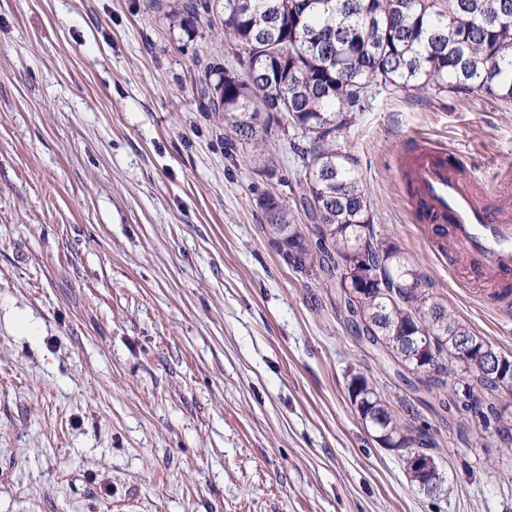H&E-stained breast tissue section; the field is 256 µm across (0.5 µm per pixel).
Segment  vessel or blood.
<instances>
[{"label": "vessel or blood", "instance_id": "b4317fda", "mask_svg": "<svg viewBox=\"0 0 512 512\" xmlns=\"http://www.w3.org/2000/svg\"><path fill=\"white\" fill-rule=\"evenodd\" d=\"M401 175L413 202L424 205L419 222L447 225L456 250L470 259L471 278L497 284V304L512 308V297L502 292L512 283V215L487 205L491 185L463 174L443 150L424 142L407 152Z\"/></svg>", "mask_w": 512, "mask_h": 512}]
</instances>
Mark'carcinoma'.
I'll return each mask as SVG.
<instances>
[{"label":"carcinoma","mask_w":512,"mask_h":512,"mask_svg":"<svg viewBox=\"0 0 512 512\" xmlns=\"http://www.w3.org/2000/svg\"><path fill=\"white\" fill-rule=\"evenodd\" d=\"M154 5L192 37L201 22L223 30L236 66L227 68L214 57L197 59L204 73L202 107L222 113L224 124L251 146L249 160L261 161L263 135L282 118L306 142L300 207L312 222L313 238L288 221L287 205L274 194L260 198L282 259L335 283L344 272L361 280L383 267L385 287L398 288L399 296L390 301L370 291L346 300L372 326L358 340L415 391L441 393L448 366L425 379L412 377L432 363L430 351L415 349L402 357L393 352L389 336L407 333L435 308L442 325L432 333L446 362L457 330L473 332L429 292L400 247L375 233L353 160L337 147L336 132L351 123L374 86L434 96L485 93L511 103L512 19L505 22L500 15L512 16V0H154ZM454 372L467 380V398L483 405L480 422L508 414L512 402L494 381L476 376L468 363L456 364ZM349 375L361 381L357 396L366 426L395 443L410 483L420 487L428 477L411 466L410 455L415 445L434 447L429 428L415 425L413 410L392 405L364 373L354 369Z\"/></svg>","instance_id":"1"}]
</instances>
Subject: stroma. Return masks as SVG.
<instances>
[{
    "label": "stroma",
    "instance_id": "obj_1",
    "mask_svg": "<svg viewBox=\"0 0 512 512\" xmlns=\"http://www.w3.org/2000/svg\"><path fill=\"white\" fill-rule=\"evenodd\" d=\"M202 53L235 63L150 0H0V512H512V444L422 405L282 261L258 196L305 163L269 126L266 185L199 108ZM418 140L494 182L512 105L377 87L337 137L376 230L512 356V318L415 220ZM352 368L429 427L444 497L370 436Z\"/></svg>",
    "mask_w": 512,
    "mask_h": 512
}]
</instances>
